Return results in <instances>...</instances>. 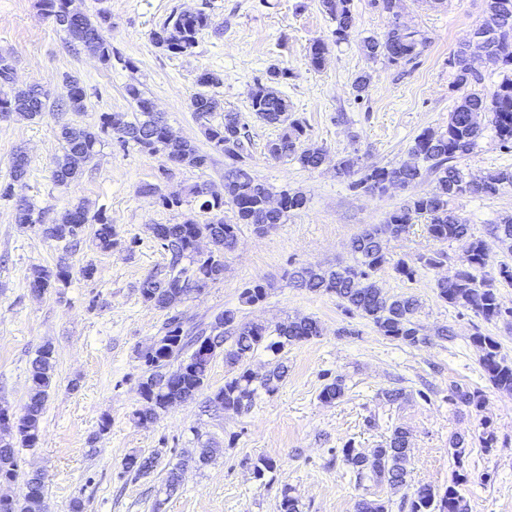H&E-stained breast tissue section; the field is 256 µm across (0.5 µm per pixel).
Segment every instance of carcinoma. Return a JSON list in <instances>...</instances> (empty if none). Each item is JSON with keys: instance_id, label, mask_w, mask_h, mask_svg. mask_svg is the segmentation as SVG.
I'll list each match as a JSON object with an SVG mask.
<instances>
[{"instance_id": "obj_1", "label": "carcinoma", "mask_w": 512, "mask_h": 512, "mask_svg": "<svg viewBox=\"0 0 512 512\" xmlns=\"http://www.w3.org/2000/svg\"><path fill=\"white\" fill-rule=\"evenodd\" d=\"M351 2L320 0L322 11L336 22L334 34L338 41L347 39L355 27ZM396 2L370 0L371 7L389 15L391 22L382 38H365L361 49L368 57L382 56L388 62L398 64L415 59L420 54L422 41L418 39V32L397 24ZM43 6L47 15L66 33L72 47L85 48L104 62L111 60L112 46L102 36L104 25L110 21L106 12L99 11L94 17L84 13L77 22L62 24L58 19L67 8V0H43ZM486 13L487 17L474 31L478 35L474 44L460 46L449 58V65L455 70L454 87L464 88L466 93L449 112L445 128L423 130L409 148L411 161L396 167L366 166L356 149L336 161V175L347 180L353 191L381 194L384 183L390 178L408 188L426 175L434 177L435 189L412 196L390 212L384 223L374 224L352 238L349 243L351 264L335 269L302 267L289 273V280L295 287L335 295L346 313L359 315L370 321L381 334L408 345L426 342L416 322L419 300L412 295L390 296L378 288L371 277L389 264L386 247L389 239L405 233L418 217L428 219V233L439 242L467 240L466 255L460 259L455 274L437 280L438 298L451 306L463 307L486 322L512 321V309L502 308L499 302L495 280L477 276L491 259L488 242L471 233L467 218L449 209V202L458 197H492L512 189V169H500L474 180L455 164L476 147L483 133L478 122L482 114L489 117L502 147L512 149V0H487ZM209 24V15L202 10L194 14L175 13L152 32V40L174 54L185 53L195 47L197 34ZM478 57L502 75L501 81L490 91L481 88L485 75L475 66ZM285 75L284 70L270 68L266 81L256 83L251 90V109L261 121L281 128L278 137L266 145L270 157L291 158L305 169H317L325 160V148L309 142L306 126L301 120L290 118L285 122L279 118L280 114L289 112L288 100L276 88ZM69 84L73 95L60 105V110L85 111L84 87L76 79L69 80ZM126 92L137 106L138 115L133 120L104 113L97 129L71 123L59 127L63 155L55 160L52 170L56 185L68 188L75 184L101 143V135L109 132L122 147L132 143L151 154L161 152L173 158L178 166L202 169L208 165L210 155L200 151L192 141L165 137L164 126L151 110V102L137 86H127ZM47 105L48 93L41 86H14L12 61L0 55V118L17 113L30 120H39L46 113ZM190 108L201 122L203 134L212 149L232 160V166L224 174L226 195L223 198H210L199 186L194 189V194L201 198L199 209L208 215L207 219L199 221L190 217L181 224L161 225L163 243L160 248L169 255V264L149 275L140 285L143 300L161 309L174 304V293L192 294V283L199 281L206 286L220 278L224 272V255L235 248L240 225L247 224L256 232H266L284 223L291 213L303 209L307 203L306 196L299 191H282V209H269L266 200L272 196L271 189L244 164L248 134L238 113L226 112L222 121L211 122L218 102L205 93L191 96ZM27 169L26 155L21 151L16 153L11 164V180L22 179ZM226 205L231 206L235 217L232 224L224 221ZM16 221L21 225L41 224L43 216L28 203L17 206ZM89 224L96 225L97 247L103 251L111 249L112 224L100 213L89 215L82 203L45 225L43 232L71 250L77 247ZM199 238H212L222 245V249L214 254H200L195 247ZM69 278L70 267L62 257L55 266L34 272L31 290L40 295ZM266 295V286L255 282L244 288L241 300L254 306ZM219 318L231 328L230 335L217 336L199 326L188 331L179 313L166 319L164 335L143 353L148 370L139 382V390L147 406L137 412L138 422L152 421L158 411L194 399L204 389L210 365L221 352L230 367V376L224 379V386L209 396V403L235 412L247 411L254 405L259 390L270 393L276 389L287 376L288 367L277 359L260 375L245 367L244 360L259 349L278 355L286 347L307 342L321 333L317 320L309 316L278 325L273 335L258 323L235 324L236 313L232 310L224 311ZM471 341L481 351L480 363L489 381L499 390L512 392V363H507L501 356L498 343L479 330L471 336ZM189 348L192 352L180 359ZM177 358L180 359L178 366L170 368V362ZM29 381V396L23 414L12 418L0 411V482L17 477L19 449L36 448L40 444L42 415L54 382L51 345L43 346L32 360ZM344 392V380L339 376L330 377L320 398L332 402L343 397ZM448 402L479 412L485 398L479 389L456 386L451 389ZM409 451L407 432L400 427L367 453L359 451L350 442L341 448L343 461L355 473L357 482L372 478L386 482L395 491L409 488ZM157 463V457L153 455H133L125 460L124 466L129 472L146 475L157 467ZM464 479L466 475L456 474L453 484L442 493L425 485L408 491L402 497L401 507L408 508V512H467V503L456 489ZM44 497L45 480L36 473L27 480L22 496L0 499V512H43Z\"/></svg>"}]
</instances>
